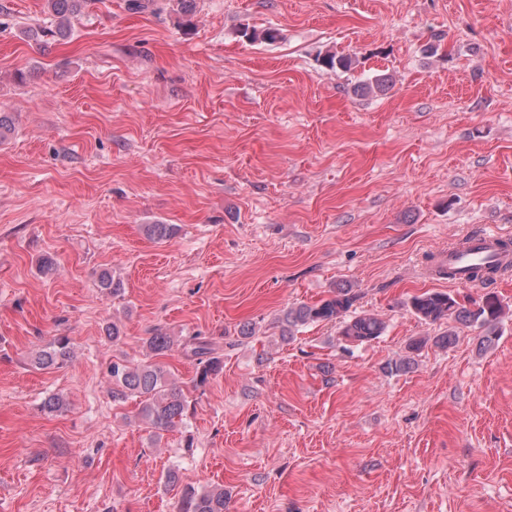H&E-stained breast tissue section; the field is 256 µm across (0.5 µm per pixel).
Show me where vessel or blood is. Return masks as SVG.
I'll use <instances>...</instances> for the list:
<instances>
[{"label":"vessel or blood","instance_id":"b4317fda","mask_svg":"<svg viewBox=\"0 0 512 512\" xmlns=\"http://www.w3.org/2000/svg\"><path fill=\"white\" fill-rule=\"evenodd\" d=\"M506 234L497 231H479L450 246L440 257L442 268L452 272V280L459 285L471 284V269L479 264L508 262L512 255L505 253Z\"/></svg>","mask_w":512,"mask_h":512}]
</instances>
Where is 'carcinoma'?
<instances>
[{
	"label": "carcinoma",
	"instance_id": "cac0c4a2",
	"mask_svg": "<svg viewBox=\"0 0 512 512\" xmlns=\"http://www.w3.org/2000/svg\"><path fill=\"white\" fill-rule=\"evenodd\" d=\"M96 0H46V7L51 16L50 25L40 29L44 36L65 38L71 33V20L95 3ZM243 36L251 41L274 43L280 39V33L274 28L262 31L243 30ZM321 65L328 70L350 72L358 66V60L347 54L328 52L321 59ZM390 88L389 79L383 75L369 81H363L356 89L367 94H378ZM357 295L348 287L339 286L333 296L313 305H298L288 308L283 321L288 327V338H293L298 327L319 322H334L339 325L340 336L348 343L363 344L381 336L385 323L370 313L349 315ZM413 312L427 323L442 320L454 322L480 330V348L487 350L497 340V325L504 313L497 296L489 293L480 301L466 306L445 292L427 291L415 295L410 300ZM434 345L448 348L455 344L457 331L449 328L433 338L423 337L408 344L409 355L394 363V368L401 371L411 363L410 354L419 351L428 341ZM175 345L172 337L158 333L147 341L145 360L131 364L115 361L109 369L112 378V400L122 401L129 397L140 399L141 419L157 432L169 431L183 424L188 408V397L172 380L170 369L160 358L167 355ZM196 360L197 368L193 387L206 386L218 375L224 366V360L216 355L211 344L200 336H191L183 343ZM71 357L70 339L57 337L51 346L36 355V364L42 368L60 367ZM179 512H224V489L214 487L200 493L195 491L185 494L180 502Z\"/></svg>",
	"mask_w": 512,
	"mask_h": 512
}]
</instances>
